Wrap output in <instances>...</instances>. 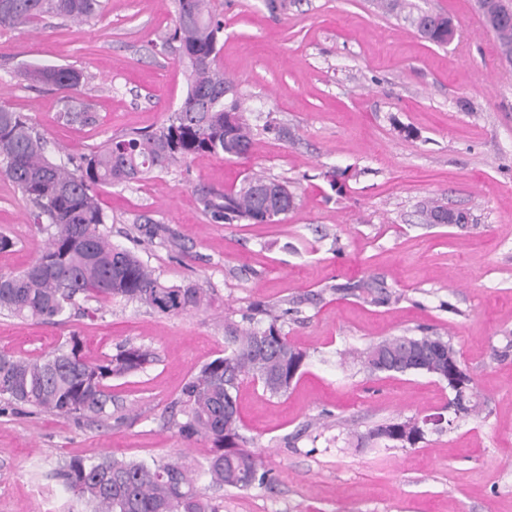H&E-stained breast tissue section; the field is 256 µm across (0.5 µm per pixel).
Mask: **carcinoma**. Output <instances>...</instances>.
<instances>
[{
  "instance_id": "carcinoma-1",
  "label": "carcinoma",
  "mask_w": 512,
  "mask_h": 512,
  "mask_svg": "<svg viewBox=\"0 0 512 512\" xmlns=\"http://www.w3.org/2000/svg\"><path fill=\"white\" fill-rule=\"evenodd\" d=\"M209 0H174L175 24L162 39L185 64L187 93L168 123L153 132L131 131L115 136L90 155L69 158L62 164L46 155L43 137L19 112L0 108V174L13 182L32 207L35 223L49 236L44 252L18 273H0V312L22 319L57 323L79 299L120 298L140 303L162 316H176L200 308L205 297L192 283L170 285L133 251L112 244L94 195L98 185L143 181L180 160L203 154L228 160L246 159L256 149L259 133L276 134L270 122L257 130L242 116L243 100L234 81L218 67L224 22L208 9ZM379 7L403 16L418 28L423 12L413 11L407 0H378ZM102 0H0V26H25L46 14L79 20L100 12ZM420 35L448 43V14L434 12ZM486 28L497 39L500 56L512 61V0H490ZM26 78L64 92L79 90L84 76L67 67H37ZM278 184L296 206V195L284 182L251 173L239 186L224 191L201 189L204 211L217 224L248 221L268 224L265 188ZM333 291L367 295L386 304L391 294L374 280L331 286ZM308 298L295 296L288 307L259 304L254 312L263 325L249 327L224 322V355L206 363L184 385L179 403L181 419L174 421L185 439L206 438L214 450L206 465L181 460H125L106 455L96 461L71 458L57 475L64 489L80 500L87 512H221L198 486V475L209 478L215 489L247 490L267 485L261 462L241 448L237 392L248 378L261 382L269 394L288 391L290 379L301 374L308 355L283 333L290 312L299 311ZM404 336H390L370 344L361 353L368 374L371 358L387 350L392 359L379 373L423 370L406 352ZM143 347H120L97 361L82 354L80 338L37 358L0 354V402L74 418L108 415L112 403L110 382L137 373L156 362ZM414 429L406 422L380 425L368 438L385 435L400 444Z\"/></svg>"
}]
</instances>
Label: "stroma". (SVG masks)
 Returning <instances> with one entry per match:
<instances>
[{
  "label": "stroma",
  "mask_w": 512,
  "mask_h": 512,
  "mask_svg": "<svg viewBox=\"0 0 512 512\" xmlns=\"http://www.w3.org/2000/svg\"><path fill=\"white\" fill-rule=\"evenodd\" d=\"M445 12L457 31L422 38L376 0H211L224 20L220 67L246 99L250 124L273 118L291 139L264 135L246 159L199 155L152 178L99 187L115 245L173 284L193 283L208 304L162 317L123 299H88L50 324L0 313V352L37 357L79 336L91 360L121 345L155 349L143 372L113 381L101 419L30 409L0 412V512H83L53 472L72 457L205 462L212 444L171 425L183 385L223 355L225 321L253 303L300 294L320 302L284 331L309 360L288 392L244 381V447L267 486L224 488L223 512H512V66L475 0H412ZM74 22L45 16L0 28V106L23 113L57 159L112 137L163 126L183 101L182 67L160 38L171 0H103ZM33 66L80 70L70 94L25 78ZM70 108L86 123H65ZM288 180L297 206L275 224H217L198 190L251 172ZM436 200L470 212L465 224H427ZM145 216L167 229L147 239ZM0 272H19L47 236L18 188L0 175ZM374 278L394 297L375 304L330 285ZM451 338L473 382L478 415L428 433L412 448L358 445L376 425L447 408L448 385L422 373L371 376L357 351L382 338Z\"/></svg>",
  "instance_id": "stroma-1"
}]
</instances>
